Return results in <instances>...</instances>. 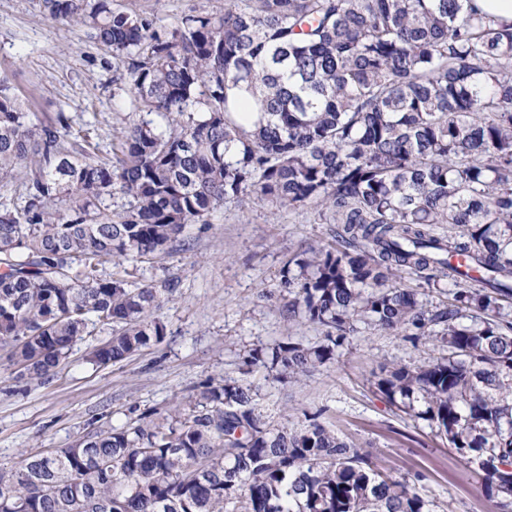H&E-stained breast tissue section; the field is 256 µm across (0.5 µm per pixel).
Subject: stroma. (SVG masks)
<instances>
[{
  "label": "stroma",
  "instance_id": "1",
  "mask_svg": "<svg viewBox=\"0 0 512 512\" xmlns=\"http://www.w3.org/2000/svg\"><path fill=\"white\" fill-rule=\"evenodd\" d=\"M117 2L169 28L184 15L224 7V0ZM0 84L42 119L64 114L72 131L89 132L103 151L139 118L111 52L87 28L52 20L41 0H0ZM333 231L310 207L275 214L258 199L243 207L229 201L208 223L186 225L169 254L106 264L104 277L163 289L165 336L121 363L98 365L91 354L109 334L93 331L44 379L21 374L0 346V471L88 432L188 408L206 378L225 375L251 387L271 427L320 422L371 452L378 468L409 483L432 512H500L481 476L464 469L427 422L391 407L374 388L381 365L422 363L440 355L439 342L364 328L299 381L246 365L256 347L322 342L320 327L285 319L268 293L286 258L327 243Z\"/></svg>",
  "mask_w": 512,
  "mask_h": 512
}]
</instances>
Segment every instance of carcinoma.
I'll return each instance as SVG.
<instances>
[{"instance_id":"obj_1","label":"carcinoma","mask_w":512,"mask_h":512,"mask_svg":"<svg viewBox=\"0 0 512 512\" xmlns=\"http://www.w3.org/2000/svg\"><path fill=\"white\" fill-rule=\"evenodd\" d=\"M94 31L128 78L141 120L112 156L65 146L0 86V344L35 378L69 350L120 363L165 336L158 289L100 275L169 253L225 202L313 207L332 241L284 264L283 311L323 343L246 355L300 379L363 324L438 336L446 354L381 368L376 388L428 423L489 495L512 504V22L474 0H224L171 29L112 0H43ZM127 207L112 211L113 191ZM466 257L481 275L449 263ZM430 288L448 279L433 310ZM0 472V512H429L408 483L313 421L272 428L251 389L208 378L190 412L84 436Z\"/></svg>"}]
</instances>
